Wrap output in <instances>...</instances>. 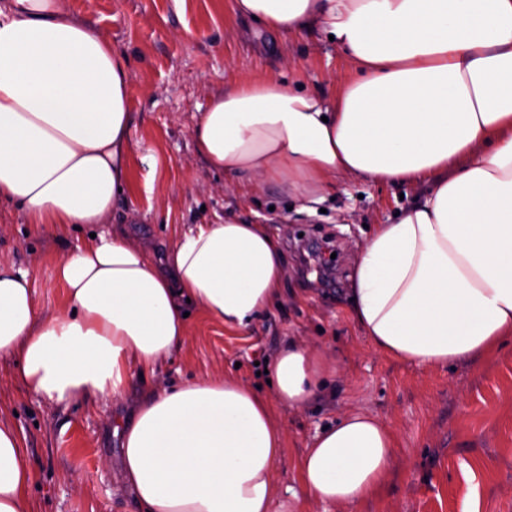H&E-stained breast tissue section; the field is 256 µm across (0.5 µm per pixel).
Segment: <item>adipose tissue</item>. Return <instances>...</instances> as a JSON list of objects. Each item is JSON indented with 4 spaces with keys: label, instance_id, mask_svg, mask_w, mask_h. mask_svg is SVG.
<instances>
[{
    "label": "adipose tissue",
    "instance_id": "ef3b65f1",
    "mask_svg": "<svg viewBox=\"0 0 512 512\" xmlns=\"http://www.w3.org/2000/svg\"><path fill=\"white\" fill-rule=\"evenodd\" d=\"M281 35L333 36L358 77L337 97L279 79H231L193 128L199 154L235 179L278 183L302 204L340 179L426 190L364 242L349 311L386 356L428 367L495 354L512 335V0H233ZM129 72L102 30L60 0H0V200L27 223L101 224L125 188ZM266 225L195 224L165 264L115 229L56 263L63 310L39 319L28 272L0 269V354L52 404L123 395L187 337L186 305L248 328L281 295ZM336 363L289 343L273 376L306 405ZM286 444L268 401L231 377L147 392L122 432L121 472L141 512H270ZM394 433L348 412L301 462L316 502L375 496ZM22 440L0 422V512H34Z\"/></svg>",
    "mask_w": 512,
    "mask_h": 512
}]
</instances>
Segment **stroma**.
<instances>
[{"label": "stroma", "mask_w": 512, "mask_h": 512, "mask_svg": "<svg viewBox=\"0 0 512 512\" xmlns=\"http://www.w3.org/2000/svg\"><path fill=\"white\" fill-rule=\"evenodd\" d=\"M123 51L131 74L129 184L112 223L156 256L175 231L224 220L267 225L285 258L277 306L246 330L198 310L188 341L170 360L133 377L118 398L56 405L28 392L15 358L0 355V422L22 437L35 479L34 512H140L121 475V432L148 389L231 376L260 387L287 445L273 472L271 512H512V336L498 354L431 368L375 351L348 312L357 245L389 224L420 189L339 181L322 211L306 212L279 184L226 183L197 153L192 128L231 77L277 76L289 87L335 97L356 69L315 30L283 36L236 15L232 0H63ZM158 162L154 182L145 176ZM70 240L26 224L0 204V265L29 272L39 317L62 308L55 264ZM330 243L327 279L303 271V257ZM318 347L337 372L298 408L281 400L264 372L288 342ZM349 411L377 417L398 439L393 468L377 496L352 507L309 500L300 463L317 432Z\"/></svg>", "instance_id": "stroma-1"}]
</instances>
